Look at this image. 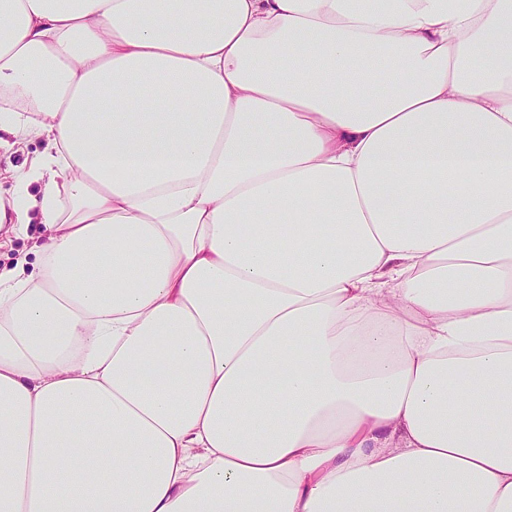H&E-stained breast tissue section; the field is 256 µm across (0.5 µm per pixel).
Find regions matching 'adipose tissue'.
Listing matches in <instances>:
<instances>
[{
  "mask_svg": "<svg viewBox=\"0 0 512 512\" xmlns=\"http://www.w3.org/2000/svg\"><path fill=\"white\" fill-rule=\"evenodd\" d=\"M35 138L0 512H512V0H0Z\"/></svg>",
  "mask_w": 512,
  "mask_h": 512,
  "instance_id": "adipose-tissue-1",
  "label": "adipose tissue"
}]
</instances>
